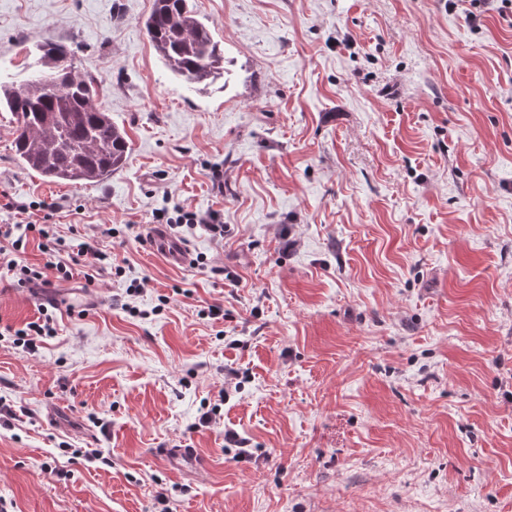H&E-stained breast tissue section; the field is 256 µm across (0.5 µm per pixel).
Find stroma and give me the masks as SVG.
Here are the masks:
<instances>
[{"label": "stroma", "mask_w": 512, "mask_h": 512, "mask_svg": "<svg viewBox=\"0 0 512 512\" xmlns=\"http://www.w3.org/2000/svg\"><path fill=\"white\" fill-rule=\"evenodd\" d=\"M153 2L0 0V78L52 39L130 143L101 181L51 182L0 112V225L53 206L123 269L73 263L48 290L85 314L34 352L0 340V507L512 512V0H192L224 48L205 90L153 48ZM177 207L224 218L176 235L203 265L139 240ZM134 279L135 316L112 304ZM41 308L0 278V330Z\"/></svg>", "instance_id": "obj_1"}]
</instances>
